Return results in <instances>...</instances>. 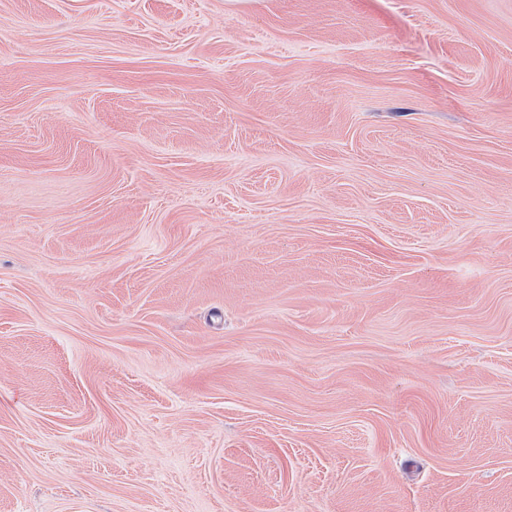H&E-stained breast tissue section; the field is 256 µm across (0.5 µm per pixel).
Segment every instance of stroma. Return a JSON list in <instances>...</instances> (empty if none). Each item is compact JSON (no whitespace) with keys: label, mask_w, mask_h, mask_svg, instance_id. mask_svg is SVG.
Returning <instances> with one entry per match:
<instances>
[{"label":"stroma","mask_w":512,"mask_h":512,"mask_svg":"<svg viewBox=\"0 0 512 512\" xmlns=\"http://www.w3.org/2000/svg\"><path fill=\"white\" fill-rule=\"evenodd\" d=\"M0 512H512V0H0Z\"/></svg>","instance_id":"stroma-1"}]
</instances>
